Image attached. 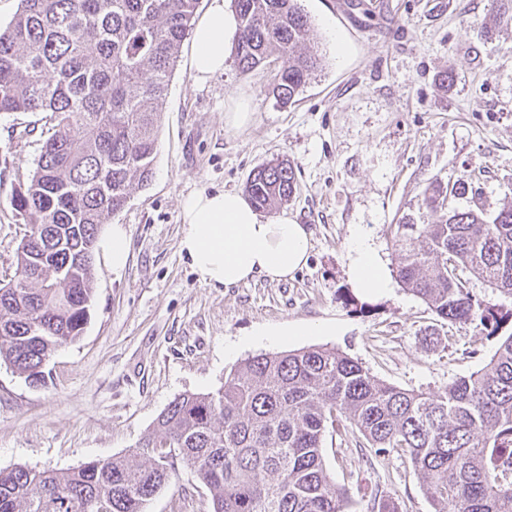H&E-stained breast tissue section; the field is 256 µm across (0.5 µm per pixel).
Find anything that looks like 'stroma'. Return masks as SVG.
<instances>
[{
  "instance_id": "stroma-1",
  "label": "stroma",
  "mask_w": 512,
  "mask_h": 512,
  "mask_svg": "<svg viewBox=\"0 0 512 512\" xmlns=\"http://www.w3.org/2000/svg\"><path fill=\"white\" fill-rule=\"evenodd\" d=\"M321 67L292 102L273 93L281 61L241 73L235 57L207 81L184 41L162 105L154 175L134 188L114 223L129 262L95 263V299L79 340L65 345L33 384L0 360V470H66L135 450L176 396L220 388L248 357L307 347L338 349L371 376L437 393L485 366L501 337L476 323L439 318L394 283L383 296L352 288L351 244L364 235L387 271L390 228L431 219L428 186L472 179L475 193L449 208L494 216L512 204V24H496L497 0H301ZM452 73L441 83L443 73ZM246 112L241 128L224 123ZM47 113L0 117V284L10 282L27 231L13 190L35 170L51 132ZM289 160L298 186L262 211L307 226L312 249L292 278L212 288L181 253L179 202L199 190L243 191L251 171ZM303 323L317 332L297 334ZM355 429L324 437L325 466L352 512L374 498L399 512H432L423 481L398 453L372 456ZM145 512H211L190 468Z\"/></svg>"
}]
</instances>
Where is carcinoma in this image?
Masks as SVG:
<instances>
[{"instance_id":"1","label":"carcinoma","mask_w":512,"mask_h":512,"mask_svg":"<svg viewBox=\"0 0 512 512\" xmlns=\"http://www.w3.org/2000/svg\"><path fill=\"white\" fill-rule=\"evenodd\" d=\"M197 3L20 0L0 27V115L54 121L30 181L11 195L28 230L14 279L0 286V359L33 383L87 324L101 225L153 177L161 107ZM234 3L238 67L286 59L273 90L292 101L321 65L305 50L310 17L298 0ZM469 189L465 179L433 183L424 204L434 221L396 225L397 277L440 318L492 336L512 309L475 299L465 274L512 298V206L489 221L444 209L448 193ZM296 190L284 160L255 168L245 185L258 208ZM342 421L374 454L406 457L433 512H512V333L482 369L437 394L377 380L336 349L253 356L218 390L176 397L128 456L0 470V512H144L177 460L207 489L212 512H348L322 448Z\"/></svg>"}]
</instances>
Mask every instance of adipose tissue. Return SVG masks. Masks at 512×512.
Returning <instances> with one entry per match:
<instances>
[{"mask_svg":"<svg viewBox=\"0 0 512 512\" xmlns=\"http://www.w3.org/2000/svg\"><path fill=\"white\" fill-rule=\"evenodd\" d=\"M238 33L236 12L227 0H211L192 40L196 80L223 73ZM180 250L202 284L227 288L256 277L284 281L307 263L310 233L288 216L263 221L235 191H195L179 203ZM349 280L363 295L388 288L390 281L363 236H356Z\"/></svg>","mask_w":512,"mask_h":512,"instance_id":"1","label":"adipose tissue"}]
</instances>
